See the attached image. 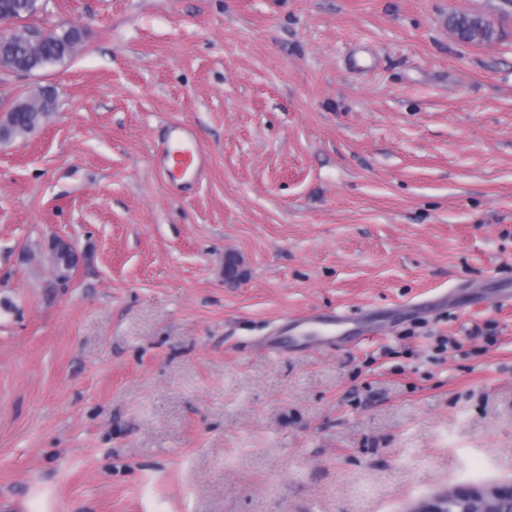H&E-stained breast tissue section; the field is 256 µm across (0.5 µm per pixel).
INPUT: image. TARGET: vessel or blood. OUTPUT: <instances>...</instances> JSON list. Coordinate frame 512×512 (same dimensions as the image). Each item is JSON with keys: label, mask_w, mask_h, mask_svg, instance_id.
<instances>
[{"label": "vessel or blood", "mask_w": 512, "mask_h": 512, "mask_svg": "<svg viewBox=\"0 0 512 512\" xmlns=\"http://www.w3.org/2000/svg\"><path fill=\"white\" fill-rule=\"evenodd\" d=\"M158 156L160 169L174 182L197 177L207 161L195 131L185 124L168 129Z\"/></svg>", "instance_id": "1"}]
</instances>
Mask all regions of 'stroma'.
<instances>
[{"label":"stroma","mask_w":512,"mask_h":512,"mask_svg":"<svg viewBox=\"0 0 512 512\" xmlns=\"http://www.w3.org/2000/svg\"><path fill=\"white\" fill-rule=\"evenodd\" d=\"M34 23L83 45L0 70V113L56 96L0 143V512H409L512 480V0ZM174 124L207 155L183 187L153 162ZM338 312L334 347H265ZM448 25L465 43L484 44L490 42L494 36L493 27L479 15H453L448 19ZM54 108L55 99L52 92L43 89L38 95L16 101L0 117L2 129L7 134V138L27 135L41 126Z\"/></svg>","instance_id":"1"}]
</instances>
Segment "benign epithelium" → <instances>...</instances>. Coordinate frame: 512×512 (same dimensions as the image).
<instances>
[{
    "mask_svg": "<svg viewBox=\"0 0 512 512\" xmlns=\"http://www.w3.org/2000/svg\"><path fill=\"white\" fill-rule=\"evenodd\" d=\"M512 502V481L492 485H457L417 502L411 512H498L495 504Z\"/></svg>",
    "mask_w": 512,
    "mask_h": 512,
    "instance_id": "7a95c632",
    "label": "benign epithelium"
}]
</instances>
